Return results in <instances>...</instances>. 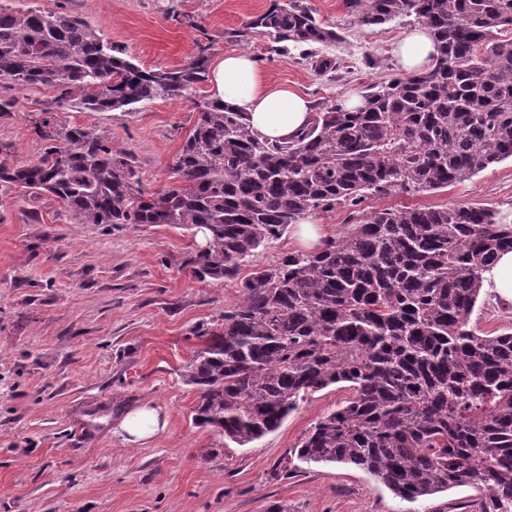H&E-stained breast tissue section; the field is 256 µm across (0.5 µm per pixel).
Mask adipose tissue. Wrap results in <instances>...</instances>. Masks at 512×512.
Listing matches in <instances>:
<instances>
[{
  "label": "adipose tissue",
  "instance_id": "adipose-tissue-1",
  "mask_svg": "<svg viewBox=\"0 0 512 512\" xmlns=\"http://www.w3.org/2000/svg\"><path fill=\"white\" fill-rule=\"evenodd\" d=\"M396 55L404 71L416 74L432 66L437 50L429 31L418 27L400 40ZM209 84L212 99L247 112L254 133L269 141L294 138L309 122L307 97L288 85L271 83L251 54L230 52L216 60Z\"/></svg>",
  "mask_w": 512,
  "mask_h": 512
}]
</instances>
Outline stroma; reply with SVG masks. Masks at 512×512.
<instances>
[{
    "label": "stroma",
    "instance_id": "1",
    "mask_svg": "<svg viewBox=\"0 0 512 512\" xmlns=\"http://www.w3.org/2000/svg\"><path fill=\"white\" fill-rule=\"evenodd\" d=\"M287 0H0L11 8H63L83 17L145 69L187 64L199 46L210 60L246 51L269 79L293 84L330 105L367 85L399 77L394 49L413 28L404 19L366 26L343 0H303L338 45H289L270 57L268 37L228 39L251 17ZM338 58L334 72L317 63ZM208 84L192 96L155 100L132 112L56 110L131 149L141 186L176 183L171 166ZM0 114V160L35 161L44 145L31 131L52 88L18 91ZM480 205L512 212V161L429 192L368 198L366 210ZM191 230L167 224H79L51 194L0 183V512H477L475 489L414 502L345 464L298 461L294 450L316 421L338 409L347 390L309 396L281 427L239 447L192 420L197 394L181 374L200 341L196 324L241 298L238 281L200 282L183 262ZM479 334L512 332V304L481 293L470 317ZM151 404L166 422L131 444L120 423Z\"/></svg>",
    "mask_w": 512,
    "mask_h": 512
}]
</instances>
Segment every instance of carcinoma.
<instances>
[{"mask_svg": "<svg viewBox=\"0 0 512 512\" xmlns=\"http://www.w3.org/2000/svg\"><path fill=\"white\" fill-rule=\"evenodd\" d=\"M363 25L413 18L438 55L418 75L371 84L352 111L315 108L289 141L255 135L245 112L213 99L174 158L179 183L145 194L137 158L105 136L48 117V143L0 182L55 196L79 224H169L203 234L184 261L200 281L236 279L256 251L307 215L350 209V224L241 280L242 299L196 325L182 375L199 392L193 421L247 445L305 397L351 396L318 421L296 457L351 464L413 502L480 492L478 512H512V332L470 324L482 274L512 250V226L482 206L362 208L370 197L461 183L512 159V0H344ZM332 44L341 34L289 0L230 33ZM207 47L185 66L145 70L82 18L0 4V77L55 88L52 105L132 111L180 99L208 77Z\"/></svg>", "mask_w": 512, "mask_h": 512, "instance_id": "carcinoma-1", "label": "carcinoma"}]
</instances>
